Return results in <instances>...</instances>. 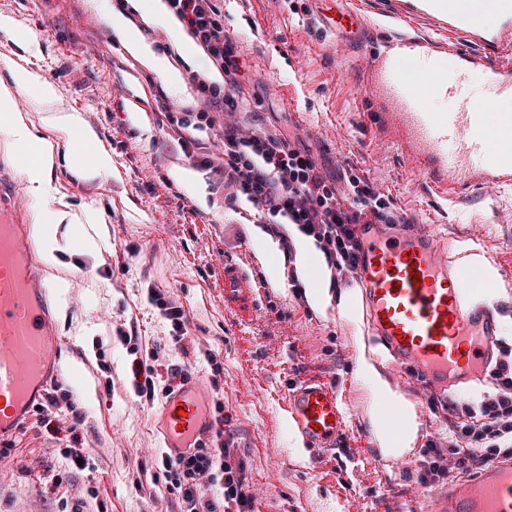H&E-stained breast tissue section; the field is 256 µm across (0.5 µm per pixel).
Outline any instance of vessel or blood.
I'll return each mask as SVG.
<instances>
[{"mask_svg": "<svg viewBox=\"0 0 512 512\" xmlns=\"http://www.w3.org/2000/svg\"><path fill=\"white\" fill-rule=\"evenodd\" d=\"M463 2L397 0L390 16H424L440 32L488 47L512 37V0H495L489 17ZM404 46L401 56L368 57L363 86L381 106L368 121L393 132L441 196L471 185L511 183L512 113L494 111L489 100L470 95L465 81L481 73L496 96L512 97V72L431 37L409 38ZM440 98L453 100L454 108L437 110ZM13 200L0 188V438L20 434L61 376L50 287L30 224ZM357 236L354 279L395 384L444 397L488 379L500 357L504 325L499 307L486 297L483 270L452 261L447 240L411 218L392 227L362 224ZM208 395L204 381L192 376L163 400L159 426L169 457L209 440ZM287 417L316 458L335 452L346 430L339 387L317 377L292 385ZM438 512H512V458L491 461L476 478L449 480Z\"/></svg>", "mask_w": 512, "mask_h": 512, "instance_id": "b4317fda", "label": "vessel or blood"}]
</instances>
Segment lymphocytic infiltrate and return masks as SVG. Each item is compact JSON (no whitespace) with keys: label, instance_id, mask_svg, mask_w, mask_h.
<instances>
[{"label":"lymphocytic infiltrate","instance_id":"f902f5d3","mask_svg":"<svg viewBox=\"0 0 512 512\" xmlns=\"http://www.w3.org/2000/svg\"><path fill=\"white\" fill-rule=\"evenodd\" d=\"M169 13L185 28L208 63V72L193 71L189 78L202 109L174 115L169 124L190 131L213 127L214 110L240 111L244 93L240 51L224 27V13L216 0H165ZM224 188L230 201L245 199L267 224H291L312 238L334 276L354 270L360 244L358 224H398L402 218L392 198L368 180L351 175L344 184L318 167L310 153L294 146L260 122L249 129L224 127ZM493 389L476 400H448L447 446L428 441L422 450L419 480L435 483L449 475L473 476L500 456H512V342L503 343L501 357L491 372ZM157 468L171 492L182 502V512H253L246 466L229 448L194 449L178 459L159 455ZM222 487V500L210 498Z\"/></svg>","mask_w":512,"mask_h":512}]
</instances>
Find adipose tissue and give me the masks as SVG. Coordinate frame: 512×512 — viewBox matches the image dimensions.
Instances as JSON below:
<instances>
[{"label":"adipose tissue","mask_w":512,"mask_h":512,"mask_svg":"<svg viewBox=\"0 0 512 512\" xmlns=\"http://www.w3.org/2000/svg\"><path fill=\"white\" fill-rule=\"evenodd\" d=\"M107 21L116 36L121 40L127 51L138 59L146 71L160 80L170 92H178L181 87V79L178 72L170 65L167 58L157 54L150 45L145 43L138 32L132 28L123 14L111 12L107 15ZM35 88L40 95L48 96L52 93L49 83L39 81L32 74L15 72L11 75L10 84H0V134L7 137L9 142L26 141L31 143L37 152L34 163L24 165L23 172L28 180V190L36 197L44 195L47 187L45 176L54 165V147L52 142L28 128L22 119L21 113L15 111L12 106V88ZM70 212L64 210H44L38 224H35V236L39 244L43 258L47 264H54L57 254L69 250L68 239L59 237L60 225L72 223ZM359 376L368 385L372 406L368 408V419L374 430L385 456L397 457L402 455L413 442L416 430L408 428L404 431L401 440L388 439L382 430L384 420L380 415L376 402L383 399L401 405L403 410H410L409 402L395 393L387 382L381 377L373 362L362 360L359 365Z\"/></svg>","instance_id":"obj_1"}]
</instances>
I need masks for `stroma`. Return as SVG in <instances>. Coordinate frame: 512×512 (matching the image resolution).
<instances>
[{
	"mask_svg": "<svg viewBox=\"0 0 512 512\" xmlns=\"http://www.w3.org/2000/svg\"><path fill=\"white\" fill-rule=\"evenodd\" d=\"M119 0H0V83L15 70L40 76L51 96L14 92L27 125L55 148L48 192L35 197L19 166L6 164L0 145V185L10 188L30 220L47 208L74 217L80 240L94 249L59 253L47 276L57 306L63 344V389L81 420L69 424L53 413L33 414L0 459V512H181L177 494L157 480L154 460L163 451L156 430L159 403L138 397L136 387L176 390L186 375L216 380L220 405L211 411L213 432L231 440L247 467L255 512H434L442 484L419 480L421 449L445 431L427 396L418 400L419 432L410 465L385 457L365 440L367 389L358 367L364 322L340 312L355 285L346 277L314 309L306 288L292 287L295 266L280 242L287 227L269 233L275 254L261 263L254 235L255 208L227 202L224 169L204 161L222 151V126L196 131L182 146L165 108L191 111L200 102L190 81L179 96L130 56L112 32L107 12L123 11L130 25L178 71L206 66L198 48L183 52L144 8ZM224 26L236 40L253 112L309 149L329 175L367 178L393 198L399 213L446 237L452 256H482L497 274L493 296L512 337V188H472L455 201L433 196L416 170L377 128L360 123L373 109L360 85L368 53L399 32L373 26L360 39L337 43L321 19L319 0H219ZM296 88L295 107L283 92ZM78 115L93 141L112 159L110 172L84 178L72 164L70 130L57 125ZM190 169L201 191L185 190L173 177ZM157 291L185 314V337L171 326ZM133 335L127 343L125 335ZM221 373H214V366ZM315 376L338 384L348 431L336 455L312 458L285 421L288 387ZM87 456L88 468L64 455ZM62 483H55L56 474Z\"/></svg>",
	"mask_w": 512,
	"mask_h": 512,
	"instance_id": "stroma-1",
	"label": "stroma"
}]
</instances>
